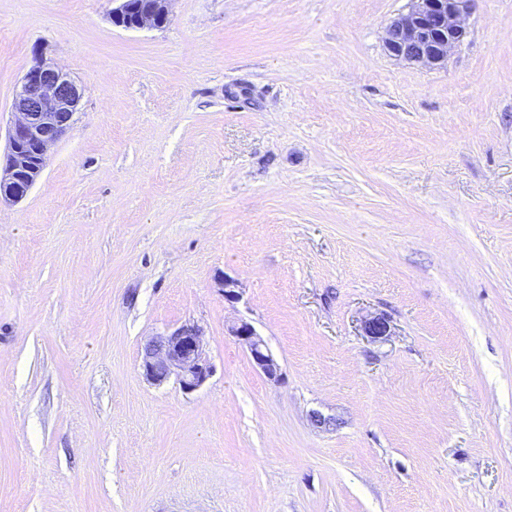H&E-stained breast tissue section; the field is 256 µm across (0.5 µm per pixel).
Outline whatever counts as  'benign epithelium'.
I'll use <instances>...</instances> for the list:
<instances>
[{"label":"benign epithelium","mask_w":512,"mask_h":512,"mask_svg":"<svg viewBox=\"0 0 512 512\" xmlns=\"http://www.w3.org/2000/svg\"><path fill=\"white\" fill-rule=\"evenodd\" d=\"M171 0H150V6L128 16L129 0L112 9V24L127 29L160 27L168 19ZM475 0H410L405 13L386 28L385 47L399 61L435 68L465 35V19ZM82 98L70 76L40 60L22 78L12 101L16 120L10 130L8 152L0 164V202L19 201L42 172L50 147L71 128ZM248 349L250 358L267 378H279V365L254 328L240 322L231 330ZM141 371L153 384L174 380L185 393L199 389L211 367L205 356L201 330L182 325L149 339L142 348Z\"/></svg>","instance_id":"7a95c632"}]
</instances>
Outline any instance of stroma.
<instances>
[{
	"label": "stroma",
	"mask_w": 512,
	"mask_h": 512,
	"mask_svg": "<svg viewBox=\"0 0 512 512\" xmlns=\"http://www.w3.org/2000/svg\"><path fill=\"white\" fill-rule=\"evenodd\" d=\"M112 7L0 0V155L36 60L83 92L0 205V512H512V0L440 68L408 0ZM186 323L210 377L149 383ZM130 0H119V6L112 9V23L127 29H140L144 27H162L169 16L171 0H151L150 6L135 14L128 16ZM231 333L247 347L252 362L267 378L271 380L279 378L278 362L263 341L257 337L251 324L242 321L232 328Z\"/></svg>",
	"instance_id": "35a3bbf8"
}]
</instances>
